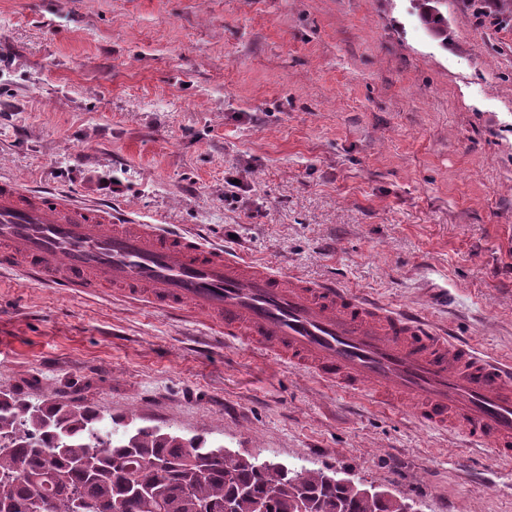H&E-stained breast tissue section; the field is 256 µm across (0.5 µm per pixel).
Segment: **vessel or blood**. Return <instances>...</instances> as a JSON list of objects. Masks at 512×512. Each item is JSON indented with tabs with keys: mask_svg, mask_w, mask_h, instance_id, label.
Segmentation results:
<instances>
[{
	"mask_svg": "<svg viewBox=\"0 0 512 512\" xmlns=\"http://www.w3.org/2000/svg\"><path fill=\"white\" fill-rule=\"evenodd\" d=\"M203 318L218 343L272 360L430 428H458L512 460V361L422 313L331 281L285 278L190 233L0 179V271Z\"/></svg>",
	"mask_w": 512,
	"mask_h": 512,
	"instance_id": "vessel-or-blood-1",
	"label": "vessel or blood"
}]
</instances>
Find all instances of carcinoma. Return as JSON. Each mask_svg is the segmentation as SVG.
I'll return each instance as SVG.
<instances>
[{
	"mask_svg": "<svg viewBox=\"0 0 512 512\" xmlns=\"http://www.w3.org/2000/svg\"><path fill=\"white\" fill-rule=\"evenodd\" d=\"M424 28L445 33L440 6L412 0ZM85 401L40 403L0 392V512H407L394 494L361 492L322 469H292L241 456L202 436L189 439L130 421L115 439Z\"/></svg>",
	"mask_w": 512,
	"mask_h": 512,
	"instance_id": "1",
	"label": "carcinoma"
}]
</instances>
